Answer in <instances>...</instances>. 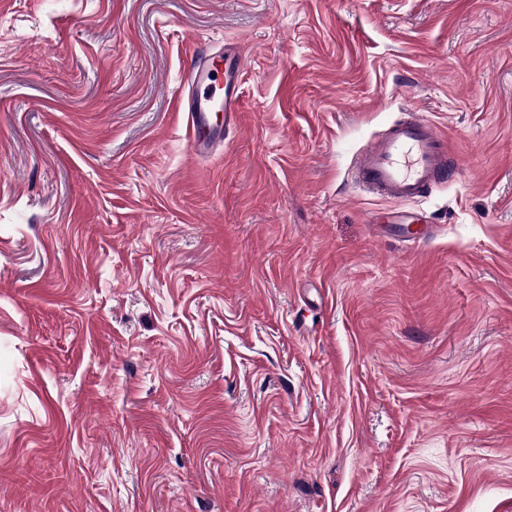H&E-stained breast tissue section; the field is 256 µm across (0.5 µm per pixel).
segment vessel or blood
<instances>
[{"label":"vessel or blood","mask_w":512,"mask_h":512,"mask_svg":"<svg viewBox=\"0 0 512 512\" xmlns=\"http://www.w3.org/2000/svg\"><path fill=\"white\" fill-rule=\"evenodd\" d=\"M232 65V59L220 63L211 56L197 57L193 65L190 82L195 93L187 104L193 153L208 152L225 133L237 127L239 87L224 80L225 69ZM218 107L224 110L220 126L212 122ZM449 163L448 141L433 123L422 118L402 120L360 152L356 183L393 202H413L445 184Z\"/></svg>","instance_id":"obj_1"}]
</instances>
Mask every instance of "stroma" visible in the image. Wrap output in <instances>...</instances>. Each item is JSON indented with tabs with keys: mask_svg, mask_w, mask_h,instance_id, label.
<instances>
[{
	"mask_svg": "<svg viewBox=\"0 0 512 512\" xmlns=\"http://www.w3.org/2000/svg\"><path fill=\"white\" fill-rule=\"evenodd\" d=\"M0 512H512V0H0ZM190 82L196 89L187 104L190 147L194 154H203L237 128L239 87L230 80L224 85V72L214 56H197ZM220 106L224 109V128L212 123L213 111ZM449 163L448 141L433 123L402 120L360 152L356 183L395 203L413 202L446 183Z\"/></svg>",
	"mask_w": 512,
	"mask_h": 512,
	"instance_id": "1",
	"label": "stroma"
}]
</instances>
